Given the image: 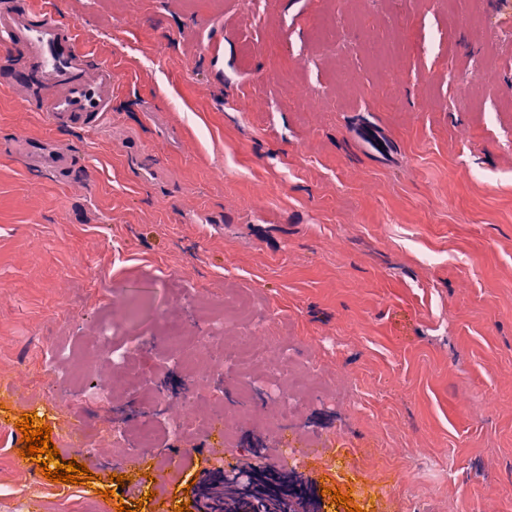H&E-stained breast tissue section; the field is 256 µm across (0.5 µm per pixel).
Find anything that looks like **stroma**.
I'll return each mask as SVG.
<instances>
[{
    "instance_id": "35a3bbf8",
    "label": "stroma",
    "mask_w": 512,
    "mask_h": 512,
    "mask_svg": "<svg viewBox=\"0 0 512 512\" xmlns=\"http://www.w3.org/2000/svg\"><path fill=\"white\" fill-rule=\"evenodd\" d=\"M110 64L112 110L53 123L8 87L0 43V512H175L215 450L252 469L257 446L301 450L317 512H512V0H45ZM66 153L32 171L26 147ZM250 300L294 372L320 382L220 432L161 436L183 473L154 498L65 442L60 400L91 424L186 377L162 324ZM151 340L133 383L106 361L44 366L103 326ZM111 384V405L83 403ZM494 407H487V400ZM92 484L17 469L21 414ZM413 471L409 488L401 470ZM113 489L103 498L104 489Z\"/></svg>"
}]
</instances>
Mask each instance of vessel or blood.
Wrapping results in <instances>:
<instances>
[{
	"instance_id": "vessel-or-blood-1",
	"label": "vessel or blood",
	"mask_w": 512,
	"mask_h": 512,
	"mask_svg": "<svg viewBox=\"0 0 512 512\" xmlns=\"http://www.w3.org/2000/svg\"><path fill=\"white\" fill-rule=\"evenodd\" d=\"M0 40L12 45L23 61L11 74V87L21 101H28L30 86H39L45 91L38 100L41 111L77 128L96 126L111 111V67L41 0H29L21 9H0Z\"/></svg>"
}]
</instances>
